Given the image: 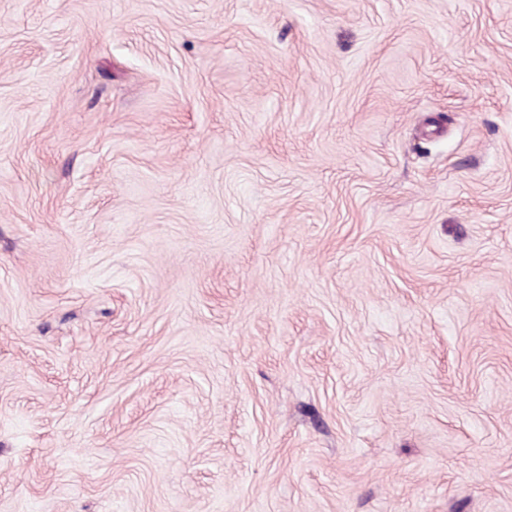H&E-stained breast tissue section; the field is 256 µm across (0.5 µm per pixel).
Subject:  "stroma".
I'll use <instances>...</instances> for the list:
<instances>
[{
  "label": "stroma",
  "mask_w": 512,
  "mask_h": 512,
  "mask_svg": "<svg viewBox=\"0 0 512 512\" xmlns=\"http://www.w3.org/2000/svg\"><path fill=\"white\" fill-rule=\"evenodd\" d=\"M0 512H512V0H0Z\"/></svg>",
  "instance_id": "obj_1"
}]
</instances>
